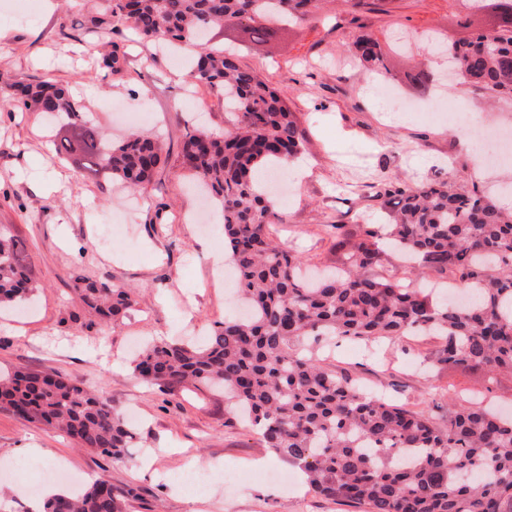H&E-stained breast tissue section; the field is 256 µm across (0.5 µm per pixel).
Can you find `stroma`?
<instances>
[{
  "label": "stroma",
  "instance_id": "1",
  "mask_svg": "<svg viewBox=\"0 0 512 512\" xmlns=\"http://www.w3.org/2000/svg\"><path fill=\"white\" fill-rule=\"evenodd\" d=\"M387 7L357 13L346 0H322L317 18L264 43L250 41L237 22L209 35L211 45H232L240 66L286 92L304 138L303 174L289 167L286 180L278 181L283 221L271 230L314 270L336 264L325 225L387 224L374 185L437 178L473 181L482 189L512 185V162L471 177L490 125H512V97L442 83L419 90L407 72L423 61L439 74L445 63L405 51L397 41L405 32H434L466 42L495 31L491 16L471 13L469 0H389ZM101 15L99 0H0V76L68 85L86 118L110 135L130 130L128 115L143 114L145 128L164 139L168 163L149 199L129 206L124 186L83 175L77 164L56 157L54 131L42 116L0 94V224L25 241L34 279L27 300L0 307V373L75 379L116 411L133 413L139 442L130 457L115 462L0 408V512H30L31 486L45 485L47 472L59 466L132 490L127 512H354L301 491L300 469L264 448L255 430L227 421L223 392L167 394L135 372L146 342L199 340L237 312L235 286L214 260L224 251L222 218L202 213L180 162L186 132L223 135L230 116L223 96L186 77L174 56L123 23L98 24ZM363 32L382 50L385 82L416 104L419 116L378 111L367 91L373 73L349 53ZM115 45L128 59L120 76L102 67L103 54ZM101 224L112 227L106 246L97 235ZM79 274L133 288V310L101 324L76 291ZM437 347L429 336H403L370 344L343 339L314 350L359 386L385 393L394 404L429 410L441 422L448 410L433 407L431 399L443 391L482 397L512 414L511 373L498 374L489 386L483 371L439 369ZM30 447L42 456H25ZM144 459L143 473H132ZM191 461L222 470L196 492L177 481Z\"/></svg>",
  "mask_w": 512,
  "mask_h": 512
}]
</instances>
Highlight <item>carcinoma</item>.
Here are the masks:
<instances>
[{
	"label": "carcinoma",
	"instance_id": "obj_1",
	"mask_svg": "<svg viewBox=\"0 0 512 512\" xmlns=\"http://www.w3.org/2000/svg\"><path fill=\"white\" fill-rule=\"evenodd\" d=\"M316 0H104V11L140 37L196 47L194 79L224 96L231 128L222 137L194 129L184 136L182 164L220 206L224 242L237 288L247 301L242 317L226 319L199 345L153 342L135 372L170 394L190 385L224 387L229 415L241 409L276 456L301 468L312 492L361 512H512V415L478 400L453 406L448 422L367 394L349 376L298 349L322 336L365 341L434 336L436 363L448 370H512V209L477 186L435 181L421 186L382 184L375 197L395 202L382 231L359 233L326 225L344 254V268L313 282L303 259L276 242L269 225L282 222L267 181L254 174L297 158L303 135L285 105V91L241 68L233 56L198 41L226 18L247 21L254 41L271 37L276 20L314 16ZM499 30L452 44L450 67L464 88L512 94V0H487ZM361 65L387 71L379 45L367 34L352 44ZM4 91L24 108L63 120L71 129L54 139L58 155L77 153L81 169L142 191L163 170L162 142L143 131L117 142L86 119L69 86L25 80ZM392 239L422 272L451 273L476 298L437 303L392 275L370 274L384 263ZM26 244L0 225V305L32 290ZM85 305L108 323L135 305L133 292L78 276ZM0 408L65 433L74 443L114 461L134 447L135 429L100 394L57 375H0ZM132 491L99 480L82 491L45 501L43 512H124Z\"/></svg>",
	"mask_w": 512,
	"mask_h": 512
}]
</instances>
